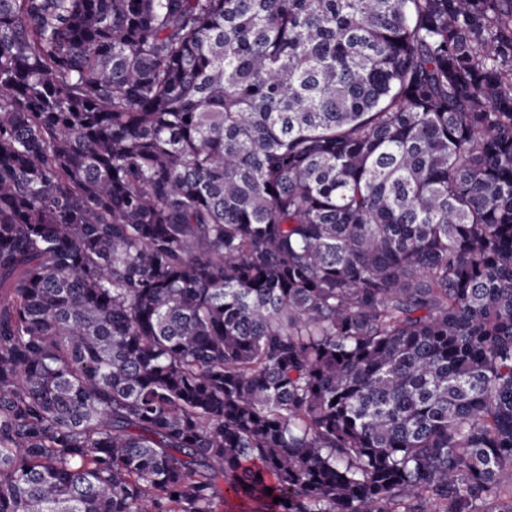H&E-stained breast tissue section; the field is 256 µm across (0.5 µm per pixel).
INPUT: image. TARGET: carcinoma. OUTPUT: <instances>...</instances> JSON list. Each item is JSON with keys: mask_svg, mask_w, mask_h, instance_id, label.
I'll list each match as a JSON object with an SVG mask.
<instances>
[{"mask_svg": "<svg viewBox=\"0 0 512 512\" xmlns=\"http://www.w3.org/2000/svg\"><path fill=\"white\" fill-rule=\"evenodd\" d=\"M227 493L512 512V0H0V512Z\"/></svg>", "mask_w": 512, "mask_h": 512, "instance_id": "obj_1", "label": "carcinoma"}]
</instances>
